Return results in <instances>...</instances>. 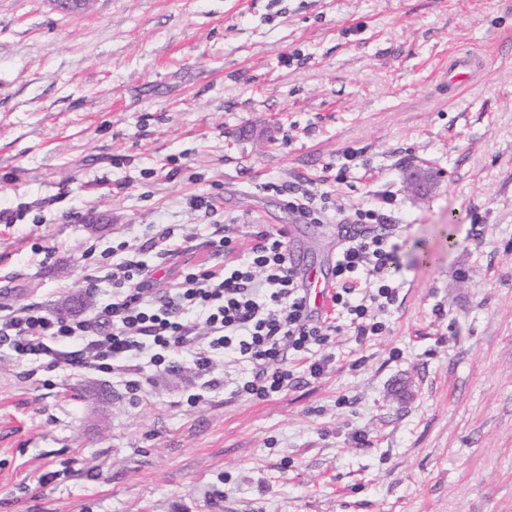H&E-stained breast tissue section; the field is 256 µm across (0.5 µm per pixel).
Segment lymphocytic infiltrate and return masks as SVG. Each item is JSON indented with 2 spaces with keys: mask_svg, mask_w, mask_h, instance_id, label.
<instances>
[{
  "mask_svg": "<svg viewBox=\"0 0 512 512\" xmlns=\"http://www.w3.org/2000/svg\"><path fill=\"white\" fill-rule=\"evenodd\" d=\"M245 258H235L234 238L222 235L208 245L218 263L182 266L172 288L150 286L152 268L145 251L159 250L170 260L186 254V237L172 227L159 230L145 246L120 242L117 262L88 273L89 282L112 284L109 303L78 318L26 303L0 313V344L17 363L31 358L48 367L80 374L95 369L123 377L140 390L142 358L167 372L189 362L198 375L210 374L226 358L248 363L250 376L235 393L266 400L297 381V369L316 379L330 358L324 355L339 327L326 315L306 310L304 290L288 260L283 232H256ZM389 214L366 206L342 223V243L333 268L332 307L345 317L358 338L382 335L375 314L395 301L398 289L388 271L398 264Z\"/></svg>",
  "mask_w": 512,
  "mask_h": 512,
  "instance_id": "obj_1",
  "label": "lymphocytic infiltrate"
}]
</instances>
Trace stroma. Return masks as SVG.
I'll list each match as a JSON object with an SVG mask.
<instances>
[{"mask_svg":"<svg viewBox=\"0 0 512 512\" xmlns=\"http://www.w3.org/2000/svg\"><path fill=\"white\" fill-rule=\"evenodd\" d=\"M460 51L482 64L452 90ZM296 186L390 199L386 332L343 328L265 401L237 362L148 365L134 395L0 345V512H512V0H0L1 307H103L85 269L166 225L198 264L218 226L243 256L293 224L331 272Z\"/></svg>","mask_w":512,"mask_h":512,"instance_id":"35a3bbf8","label":"stroma"}]
</instances>
